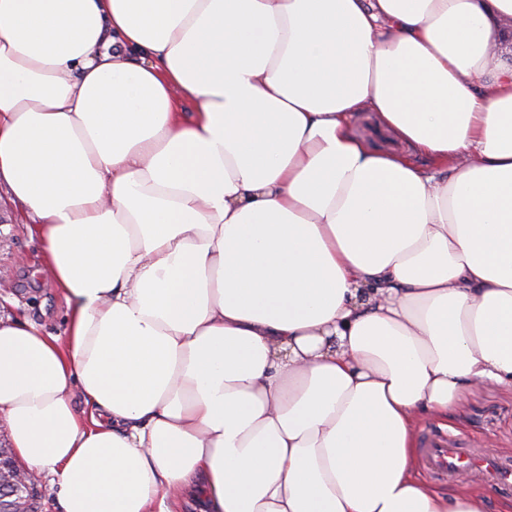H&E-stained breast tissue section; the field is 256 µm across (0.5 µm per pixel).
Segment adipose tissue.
I'll use <instances>...</instances> for the list:
<instances>
[{"mask_svg": "<svg viewBox=\"0 0 512 512\" xmlns=\"http://www.w3.org/2000/svg\"><path fill=\"white\" fill-rule=\"evenodd\" d=\"M510 28L512 0H0V190L67 304L61 338L0 317V428L61 512H488L413 460L422 416L512 385ZM353 134L374 150H406L392 133L386 132L376 124L374 113L359 112L352 121Z\"/></svg>", "mask_w": 512, "mask_h": 512, "instance_id": "adipose-tissue-1", "label": "adipose tissue"}]
</instances>
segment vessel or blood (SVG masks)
<instances>
[{"label":"vessel or blood","mask_w":512,"mask_h":512,"mask_svg":"<svg viewBox=\"0 0 512 512\" xmlns=\"http://www.w3.org/2000/svg\"><path fill=\"white\" fill-rule=\"evenodd\" d=\"M421 457L426 469L437 478L453 481L476 471L493 489L512 492L510 457L480 453L442 433H429L424 436Z\"/></svg>","instance_id":"vessel-or-blood-1"}]
</instances>
